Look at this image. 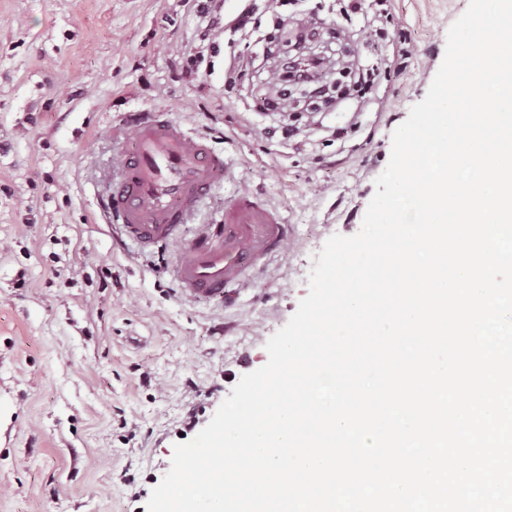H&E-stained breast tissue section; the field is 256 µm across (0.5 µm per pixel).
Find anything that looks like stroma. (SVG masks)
Wrapping results in <instances>:
<instances>
[{"label":"stroma","mask_w":512,"mask_h":512,"mask_svg":"<svg viewBox=\"0 0 512 512\" xmlns=\"http://www.w3.org/2000/svg\"><path fill=\"white\" fill-rule=\"evenodd\" d=\"M468 3L390 0L374 48L370 16L308 0L366 85L288 115L254 106L266 56L226 91L243 31L216 29L208 69L188 67L189 0H0V512H147L186 414L205 427L267 363L325 241L359 231L392 133ZM156 110L226 155L216 202L244 189L292 224L294 244L252 287L183 298L176 248L147 251L112 228V124Z\"/></svg>","instance_id":"35a3bbf8"}]
</instances>
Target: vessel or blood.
<instances>
[{
	"mask_svg": "<svg viewBox=\"0 0 512 512\" xmlns=\"http://www.w3.org/2000/svg\"><path fill=\"white\" fill-rule=\"evenodd\" d=\"M113 165L120 178L108 197L109 215L144 248L181 241L174 275L186 296H220L226 285H248L271 256L287 250L288 224L248 194L225 204L219 223L200 225L182 240L202 204L226 177L223 155L160 112H143L112 127Z\"/></svg>",
	"mask_w": 512,
	"mask_h": 512,
	"instance_id": "obj_1",
	"label": "vessel or blood"
}]
</instances>
